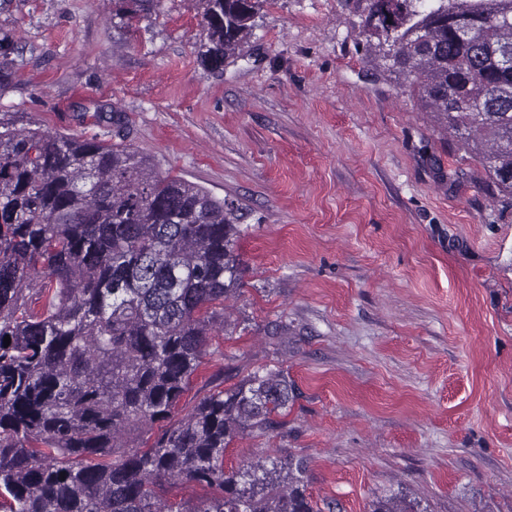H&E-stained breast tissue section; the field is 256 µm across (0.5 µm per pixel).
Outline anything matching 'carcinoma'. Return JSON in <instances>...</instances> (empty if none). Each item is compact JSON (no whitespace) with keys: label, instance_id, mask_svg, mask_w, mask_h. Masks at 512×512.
<instances>
[{"label":"carcinoma","instance_id":"obj_1","mask_svg":"<svg viewBox=\"0 0 512 512\" xmlns=\"http://www.w3.org/2000/svg\"><path fill=\"white\" fill-rule=\"evenodd\" d=\"M116 2L122 24L159 0ZM265 2L199 0L201 64L220 69ZM366 2V54L512 200V0ZM238 221L122 142L0 126V512H318L300 460L224 466L288 407L283 372L179 415L243 285ZM166 483L215 494L186 511Z\"/></svg>","mask_w":512,"mask_h":512}]
</instances>
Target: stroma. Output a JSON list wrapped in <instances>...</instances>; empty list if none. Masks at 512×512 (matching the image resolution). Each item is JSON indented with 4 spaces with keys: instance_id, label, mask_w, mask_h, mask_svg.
Segmentation results:
<instances>
[{
    "instance_id": "stroma-1",
    "label": "stroma",
    "mask_w": 512,
    "mask_h": 512,
    "mask_svg": "<svg viewBox=\"0 0 512 512\" xmlns=\"http://www.w3.org/2000/svg\"><path fill=\"white\" fill-rule=\"evenodd\" d=\"M366 0H269L204 68L194 0H0V122L121 138L237 208L245 285L181 400L295 387L224 463L293 457L321 512H512V207L359 47ZM112 2L119 3V5H116V9L112 10V19H118L119 22L116 23L124 24L125 18L129 15L138 12L147 13L151 10L153 2H156L155 5H157L159 0H113Z\"/></svg>"
}]
</instances>
